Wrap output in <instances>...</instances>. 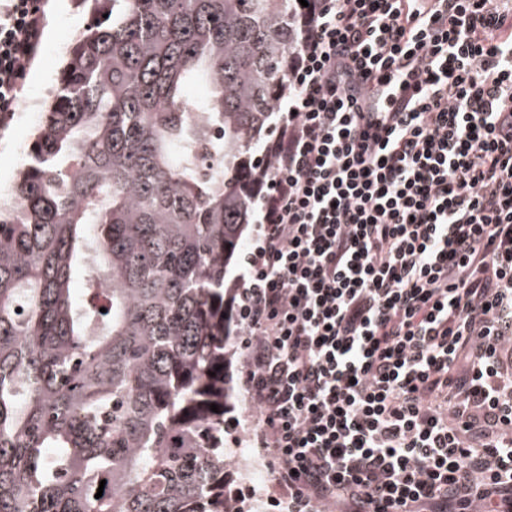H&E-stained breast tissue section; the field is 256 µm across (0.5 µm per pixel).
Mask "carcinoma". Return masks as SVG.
Returning a JSON list of instances; mask_svg holds the SVG:
<instances>
[{
    "label": "carcinoma",
    "instance_id": "carcinoma-1",
    "mask_svg": "<svg viewBox=\"0 0 512 512\" xmlns=\"http://www.w3.org/2000/svg\"><path fill=\"white\" fill-rule=\"evenodd\" d=\"M81 2L0 196V512H228V274L300 10Z\"/></svg>",
    "mask_w": 512,
    "mask_h": 512
}]
</instances>
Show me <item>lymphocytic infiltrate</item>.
<instances>
[{
    "label": "lymphocytic infiltrate",
    "mask_w": 512,
    "mask_h": 512,
    "mask_svg": "<svg viewBox=\"0 0 512 512\" xmlns=\"http://www.w3.org/2000/svg\"><path fill=\"white\" fill-rule=\"evenodd\" d=\"M273 110L231 306L288 512H512V0H311Z\"/></svg>",
    "instance_id": "obj_1"
}]
</instances>
